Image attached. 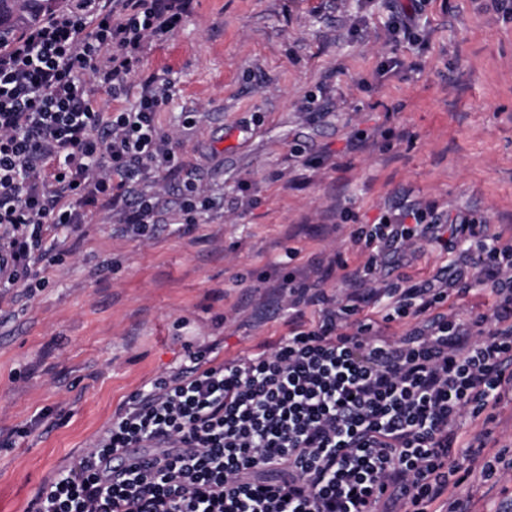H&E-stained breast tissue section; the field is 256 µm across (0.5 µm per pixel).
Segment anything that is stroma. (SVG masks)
Returning <instances> with one entry per match:
<instances>
[{
  "label": "stroma",
  "instance_id": "35a3bbf8",
  "mask_svg": "<svg viewBox=\"0 0 512 512\" xmlns=\"http://www.w3.org/2000/svg\"><path fill=\"white\" fill-rule=\"evenodd\" d=\"M386 20L387 0H198L147 44L127 101L147 77L170 83L162 131L213 205L184 230L182 183L161 179L165 228L139 240L89 214L57 230L44 284L0 298V512H34L128 396L190 353L221 362L285 335L282 277L344 288L368 256L354 233L385 208L473 211L512 239V13L427 0L423 46L390 41ZM391 56L401 67L379 75ZM457 259L421 241L385 275L422 281ZM456 493L498 512L512 479Z\"/></svg>",
  "mask_w": 512,
  "mask_h": 512
}]
</instances>
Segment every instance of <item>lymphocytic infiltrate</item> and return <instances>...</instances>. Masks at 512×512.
<instances>
[{
  "label": "lymphocytic infiltrate",
  "mask_w": 512,
  "mask_h": 512,
  "mask_svg": "<svg viewBox=\"0 0 512 512\" xmlns=\"http://www.w3.org/2000/svg\"><path fill=\"white\" fill-rule=\"evenodd\" d=\"M197 0H72L0 47V294L42 281L55 264L47 233L109 207L123 231L166 221L157 175L182 177L179 210L198 223L211 200L184 173L158 125L171 86L148 78L116 112L148 39L173 34ZM425 0H389L392 41L421 43ZM441 249L476 241L477 282L490 313H448L468 270L385 285L381 318L363 314L389 251L420 230ZM482 216L395 205L356 234L370 255L348 272L345 299L322 281L283 278L294 313L272 350L221 363L207 350L174 376L130 395L110 425L44 484L36 512H466L452 496L474 472L512 473V450L487 452L490 430L459 455L463 417L512 396V240L486 235ZM399 323L401 336L382 325Z\"/></svg>",
  "instance_id": "1"
}]
</instances>
